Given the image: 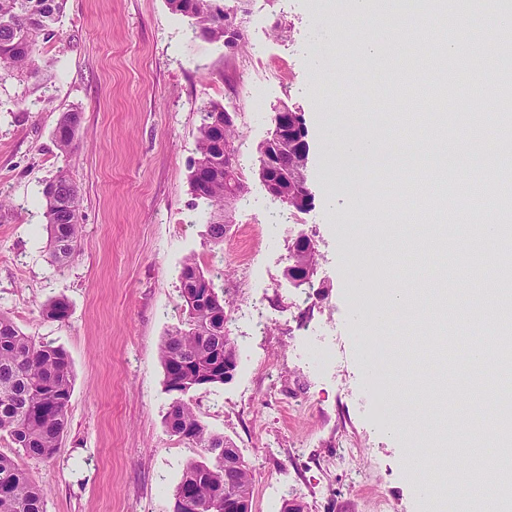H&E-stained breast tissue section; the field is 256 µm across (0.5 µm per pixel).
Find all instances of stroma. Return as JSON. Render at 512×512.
<instances>
[{"mask_svg": "<svg viewBox=\"0 0 512 512\" xmlns=\"http://www.w3.org/2000/svg\"><path fill=\"white\" fill-rule=\"evenodd\" d=\"M241 40L229 49L195 37L167 0H67L58 37L39 46L38 82H0V312L35 342L62 347L72 362V394L53 459H30L0 434L12 457L45 493V512H170L175 488L199 449L165 423L159 347L183 318L180 272L186 258L214 276L231 315L238 349L233 379L187 394L200 419L240 448L254 469L252 512H282L295 499L305 512H369L379 491L395 512H440L454 481L444 472L431 495L429 473L410 457L433 451L442 411L429 391V362L412 357L432 327L419 305L381 328L358 315L379 288L436 277L433 254L408 265L401 246L426 226L403 229L391 162L350 167L330 181L341 141L394 126L399 70L418 37L402 30L379 58L358 46L370 22L348 13V0H249L238 15ZM480 18L484 84L494 101L512 77ZM264 47L262 56L249 52ZM216 101L236 113L238 163L252 172L277 109L301 112L308 129L307 186L313 206L272 226L262 183L248 182L223 245L210 243L209 212L190 187L198 108ZM80 115L77 150L58 149L61 113ZM68 170L81 188L79 252L60 267L49 257L46 180ZM313 240L314 287L283 277L288 248ZM369 257L367 294L352 286L346 253ZM62 297L69 315L44 319ZM261 302L254 327L239 310ZM334 352L317 363L316 348ZM393 399L407 436L376 425L379 399ZM359 450L344 460L347 447ZM373 487H362L364 477Z\"/></svg>", "mask_w": 512, "mask_h": 512, "instance_id": "stroma-1", "label": "stroma"}]
</instances>
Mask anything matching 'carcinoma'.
<instances>
[{"label": "carcinoma", "mask_w": 512, "mask_h": 512, "mask_svg": "<svg viewBox=\"0 0 512 512\" xmlns=\"http://www.w3.org/2000/svg\"><path fill=\"white\" fill-rule=\"evenodd\" d=\"M172 12L189 18L195 36L209 42L224 36V0H168ZM66 0H0V81L7 78H33L39 73L35 63L38 44L57 36ZM456 80L448 86L419 81L413 94L422 98L434 112H448L454 99L466 93L479 99L482 89L468 69L454 65ZM196 169L190 184L208 208V235L215 244L224 243L226 207L240 199L247 190L248 177L239 171V191L230 197L224 189V146H235L239 139L236 126H224V106L210 101L199 108ZM80 122L77 112H64L54 131L59 150L71 154L76 148ZM280 163L296 167L305 159L288 140L279 147ZM500 174L492 171L481 180L485 197L502 204L497 183ZM471 178L450 173L448 195L456 200L471 199ZM401 191L423 207L436 204V183L416 174L401 184ZM46 230L52 262L64 266L78 250L80 189L66 170L45 181ZM288 260L309 271L305 285L312 288L318 261L315 246L289 253ZM468 266L484 271L483 278L494 284L495 292L487 298L488 307L501 315L497 333L485 339L483 360L470 364L480 371L478 386L482 395L497 404L512 408V247L502 249L493 262L478 254L466 257ZM183 301L186 318L182 326L168 334L160 347L165 370L164 386L173 395L166 415L170 432L194 448L215 450L224 444V436L202 423L190 404L179 397V391L191 384L213 386L224 383V344L236 349L233 339H224V298L215 290L213 276L204 272L189 258L181 268ZM42 314L49 320L68 317L69 306L62 298L43 305ZM423 356L436 361L452 374L462 370L457 357L449 350L445 337ZM72 393V365L67 352L50 343H35L10 318L0 313V432L7 433L24 454L47 460L55 456L67 421V408ZM505 412L500 419L503 429L498 473L504 482L512 480V428ZM253 470L247 466L232 478L234 494H252ZM182 497L184 512H200L205 505L224 499V456L211 461H195L184 469L174 497ZM43 491L11 458L0 454V512H43Z\"/></svg>", "instance_id": "1"}]
</instances>
